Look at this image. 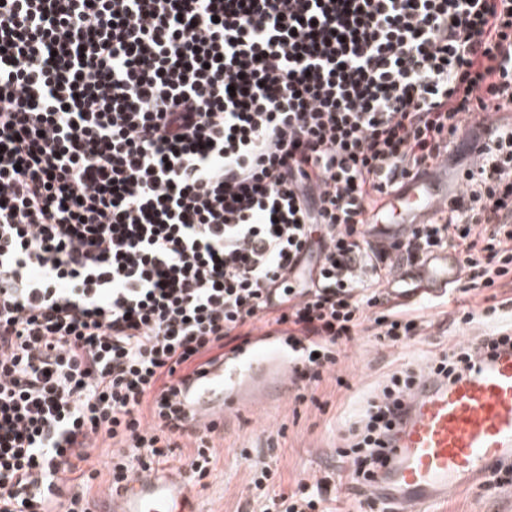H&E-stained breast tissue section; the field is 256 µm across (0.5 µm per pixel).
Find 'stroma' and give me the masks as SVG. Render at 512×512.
<instances>
[{"label": "stroma", "instance_id": "stroma-1", "mask_svg": "<svg viewBox=\"0 0 512 512\" xmlns=\"http://www.w3.org/2000/svg\"><path fill=\"white\" fill-rule=\"evenodd\" d=\"M484 325L470 330L439 328L430 342L383 347L360 336L349 343L334 376L315 390L313 400L286 395L268 408L244 407L229 413L215 439L217 462L205 485L194 486L199 512H251L255 492L249 486L250 459L276 471V487L291 491L298 478L341 475L336 450L356 420L363 398L401 364L425 365L427 353L487 333ZM429 512H512V483L496 488L463 485Z\"/></svg>", "mask_w": 512, "mask_h": 512}]
</instances>
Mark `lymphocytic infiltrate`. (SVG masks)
<instances>
[{
    "mask_svg": "<svg viewBox=\"0 0 512 512\" xmlns=\"http://www.w3.org/2000/svg\"><path fill=\"white\" fill-rule=\"evenodd\" d=\"M512 0H0V512H88L111 486L193 453L212 426L180 396L257 329L300 348V391L359 336L421 342L392 302L397 259H460L456 292L512 288ZM480 115L461 189L388 244L375 212L447 162ZM512 297L462 306L461 329ZM421 371L388 375L349 428L344 483L275 490L261 512H329L368 487Z\"/></svg>",
    "mask_w": 512,
    "mask_h": 512,
    "instance_id": "1",
    "label": "lymphocytic infiltrate"
}]
</instances>
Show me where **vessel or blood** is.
I'll return each mask as SVG.
<instances>
[{"label":"vessel or blood","instance_id":"1","mask_svg":"<svg viewBox=\"0 0 512 512\" xmlns=\"http://www.w3.org/2000/svg\"><path fill=\"white\" fill-rule=\"evenodd\" d=\"M446 198L434 175L416 178L374 218L371 231L379 240H396L412 219L432 215ZM458 274L456 253L445 250L421 263L398 264L388 291L400 301L419 304L425 292L453 284ZM295 355L287 341L273 339L226 353L189 380L187 411L207 423L238 406L272 404L288 389ZM384 455L386 463L372 477L371 489L396 505L397 512H413L467 478L512 464V345L478 351L455 378L425 375L406 399ZM102 499L106 512H193L181 468L138 472Z\"/></svg>","mask_w":512,"mask_h":512}]
</instances>
